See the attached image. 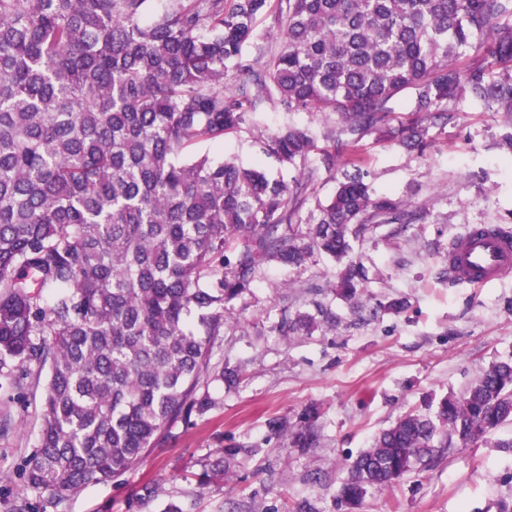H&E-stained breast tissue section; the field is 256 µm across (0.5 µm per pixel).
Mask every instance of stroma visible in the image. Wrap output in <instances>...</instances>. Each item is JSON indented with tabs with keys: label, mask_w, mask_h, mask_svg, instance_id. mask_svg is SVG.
I'll use <instances>...</instances> for the list:
<instances>
[{
	"label": "stroma",
	"mask_w": 512,
	"mask_h": 512,
	"mask_svg": "<svg viewBox=\"0 0 512 512\" xmlns=\"http://www.w3.org/2000/svg\"><path fill=\"white\" fill-rule=\"evenodd\" d=\"M455 118L432 128L425 152L368 135L354 151L372 191L419 211L414 224H378L356 252L369 270L367 305L402 300L399 314L364 318L332 284L338 266L322 257L300 268L267 265L227 314L219 355L239 367L236 387L211 384L220 403L192 424L173 425L167 441L137 469L70 497L66 512H512V425L469 448L439 453L434 464L392 486L368 491L359 505L337 498L350 462L374 437L410 411L434 413L492 363L512 358V275L473 288L449 281L448 242L472 224L512 229V124L503 113L464 100ZM197 153L262 161L276 178L292 172L258 159L242 129ZM309 314L312 333L284 335L281 324ZM317 408L318 441L297 448L303 413ZM30 397L21 426L0 440V512L21 493L19 468L40 427ZM282 432H274L273 424ZM240 453L206 486L198 477L220 448ZM150 481L162 493L128 510Z\"/></svg>",
	"instance_id": "1"
}]
</instances>
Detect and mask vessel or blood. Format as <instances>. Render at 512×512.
<instances>
[{"instance_id":"1","label":"vessel or blood","mask_w":512,"mask_h":512,"mask_svg":"<svg viewBox=\"0 0 512 512\" xmlns=\"http://www.w3.org/2000/svg\"><path fill=\"white\" fill-rule=\"evenodd\" d=\"M447 269L452 280L474 288L512 273V232L491 224L469 226L449 243Z\"/></svg>"}]
</instances>
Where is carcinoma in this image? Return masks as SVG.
I'll return each mask as SVG.
<instances>
[{"label": "carcinoma", "mask_w": 512, "mask_h": 512, "mask_svg": "<svg viewBox=\"0 0 512 512\" xmlns=\"http://www.w3.org/2000/svg\"><path fill=\"white\" fill-rule=\"evenodd\" d=\"M151 2L0 0V440L18 430L13 403L41 392L12 512H35L31 495L65 512L220 404L209 385L240 376L216 358L226 313L264 265L324 256L341 267L336 293L359 302L369 271L354 243L417 214L356 171L302 216L336 161L319 139L354 150L377 133L421 152L454 119L451 98L512 117V0ZM267 12L277 29L259 35ZM266 103L340 126L268 133L254 121ZM246 126L292 180L186 152ZM509 423L500 361L435 417L410 412L377 435L337 497L355 505Z\"/></svg>", "instance_id": "1"}]
</instances>
